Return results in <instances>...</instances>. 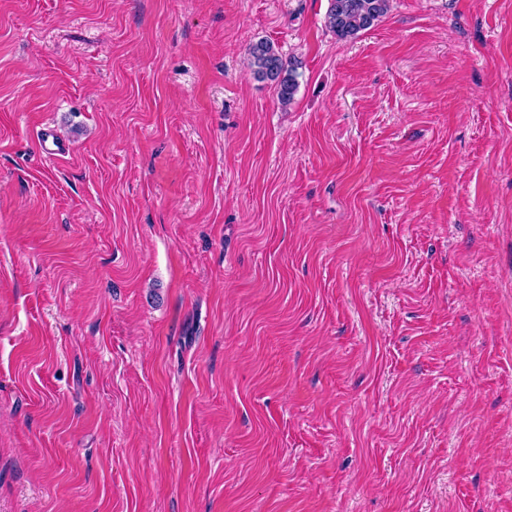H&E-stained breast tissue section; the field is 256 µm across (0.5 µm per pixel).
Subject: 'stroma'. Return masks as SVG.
I'll return each instance as SVG.
<instances>
[{
    "instance_id": "stroma-1",
    "label": "stroma",
    "mask_w": 512,
    "mask_h": 512,
    "mask_svg": "<svg viewBox=\"0 0 512 512\" xmlns=\"http://www.w3.org/2000/svg\"><path fill=\"white\" fill-rule=\"evenodd\" d=\"M328 7L0 0V512H512V0ZM390 3L391 0H330L328 26L339 39L353 38L386 15ZM249 65L254 77L275 86L279 102L287 106L297 89L295 67L287 62L267 41H258L248 48Z\"/></svg>"
}]
</instances>
